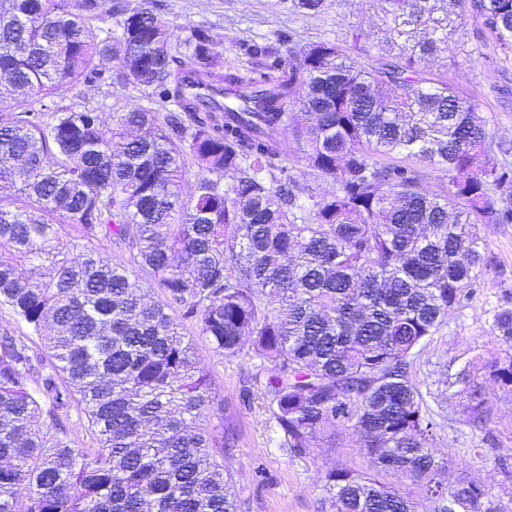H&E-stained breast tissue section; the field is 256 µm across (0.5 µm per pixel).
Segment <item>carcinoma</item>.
Instances as JSON below:
<instances>
[{"label":"carcinoma","mask_w":512,"mask_h":512,"mask_svg":"<svg viewBox=\"0 0 512 512\" xmlns=\"http://www.w3.org/2000/svg\"><path fill=\"white\" fill-rule=\"evenodd\" d=\"M376 2L392 39L375 59L278 38L239 43L240 69L143 3L0 0V306L41 340L0 336V512H240L235 432L222 411L199 423L215 396L174 308L216 354L257 362L246 396L291 456L336 447L340 425L360 438L365 470L321 472L322 512H512L478 480L448 490L443 415L416 379L448 313L490 287L478 226L512 224V143L425 76L448 52L447 0ZM453 5L512 51V0ZM106 61L155 107L108 124L45 103ZM285 131L332 190L289 174ZM429 170L444 194L422 190ZM485 314L511 351L445 380L479 428L495 419L482 380L512 391V293ZM73 402L93 453L62 424Z\"/></svg>","instance_id":"1"}]
</instances>
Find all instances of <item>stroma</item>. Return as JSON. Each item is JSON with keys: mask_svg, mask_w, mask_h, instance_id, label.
<instances>
[{"mask_svg": "<svg viewBox=\"0 0 512 512\" xmlns=\"http://www.w3.org/2000/svg\"><path fill=\"white\" fill-rule=\"evenodd\" d=\"M157 13L178 33L186 27L208 29L228 63L234 62L236 44L242 39L289 34L302 41L329 40L350 53L361 46L373 54L385 39L374 0H332L325 12L316 16L283 12L279 0H159ZM357 32L362 35L358 42L353 39ZM115 68V63H105V79L81 83L79 94L53 97L52 105H83L101 112L103 119H111L113 113L139 100L135 89L109 82ZM427 72L434 82L448 83L474 103L479 112L494 120L499 135L512 141V55L496 47L481 20L461 17L447 54L432 62ZM480 233L495 257L503 289L512 291V224H488ZM495 299L494 290L480 289L465 308L449 313L447 326L420 357L418 380L434 389L449 368L459 367L463 357L487 360L503 355L504 347L491 335L485 316ZM181 328L192 341L195 358L210 377L216 402L223 406L224 417L236 433L235 447L224 451V464L234 475L242 512H321L324 493L314 460L285 455L257 402L244 395L255 372L248 356H218L194 324L185 322ZM488 393L497 407L489 430L471 427L456 404H449L435 453L450 459L449 479L482 481L490 494L499 498L504 476L494 459L512 460V391L492 386ZM479 448L485 449V457L476 456Z\"/></svg>", "mask_w": 512, "mask_h": 512, "instance_id": "1", "label": "stroma"}]
</instances>
